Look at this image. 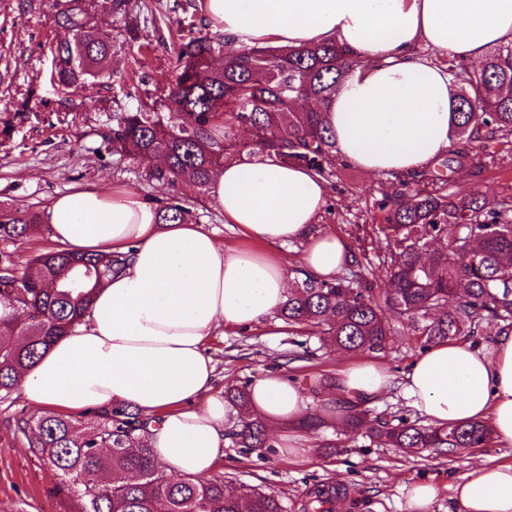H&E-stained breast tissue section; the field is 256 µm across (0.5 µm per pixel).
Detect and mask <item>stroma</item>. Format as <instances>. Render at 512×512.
Here are the masks:
<instances>
[{"mask_svg":"<svg viewBox=\"0 0 512 512\" xmlns=\"http://www.w3.org/2000/svg\"><path fill=\"white\" fill-rule=\"evenodd\" d=\"M200 11V0H127L120 13L99 8L95 20L112 34V83L90 88L97 105L87 112L69 107L61 90L50 83V47L66 36L53 22L50 0H0V113L19 111L30 88L41 100L36 115L18 127L12 148L0 147V204L40 212L52 197L96 184L135 191L157 206L181 199L194 222L224 242L244 244L206 191L148 180L146 174L153 169L149 161L120 159L107 142L124 113L163 106L177 29ZM490 153L481 173L465 167L446 175L445 192L512 203V136L495 142ZM397 184L391 176L336 159L318 230L336 233L350 250L379 261L391 250L378 231L387 217L381 204ZM209 349L218 389L247 384L268 369H282L298 379L307 392L309 412L319 415L335 396L339 368L351 359L350 354L321 347L316 337L289 329L277 317L257 328L225 330L212 338ZM420 350L407 326L398 322L392 344L377 359L396 384ZM28 409L18 391L0 403V512H70V503L55 491L53 471L14 430L12 415ZM307 436L313 450L303 458L246 452L226 444L216 471L230 487L244 484L277 493L288 512H301L308 491L321 484L340 488L335 512H406L404 487L414 481L438 487L431 512H460L452 487L476 461L492 457L512 464V446L494 443L446 459L407 454L371 441L367 433L351 437L333 425L308 431Z\"/></svg>","mask_w":512,"mask_h":512,"instance_id":"stroma-1","label":"stroma"}]
</instances>
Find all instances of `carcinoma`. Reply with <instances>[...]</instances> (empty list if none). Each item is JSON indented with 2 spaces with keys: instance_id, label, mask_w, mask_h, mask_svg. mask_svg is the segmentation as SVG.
I'll return each instance as SVG.
<instances>
[{
  "instance_id": "obj_1",
  "label": "carcinoma",
  "mask_w": 512,
  "mask_h": 512,
  "mask_svg": "<svg viewBox=\"0 0 512 512\" xmlns=\"http://www.w3.org/2000/svg\"><path fill=\"white\" fill-rule=\"evenodd\" d=\"M97 0H67L55 23L69 39L51 48L52 76L67 94L112 79V33L94 22ZM224 36L196 29L192 22L175 49L173 80L164 106L127 112L112 128V153L122 159L151 156L160 167L149 179L205 189L224 161L242 154L238 132L246 128L251 146L328 178L336 139L326 112H299L295 100L327 102L342 79L361 65L334 43L299 47L242 48L217 66ZM455 95L453 117L462 147L445 166L467 160L480 170V154L512 136V43L494 48L479 68L460 59L442 61ZM0 120V146L9 147L15 122ZM386 223L379 225L395 250L385 267L387 309L368 278L369 268L352 258L347 276L317 280L305 276L280 309L288 326L316 336L338 352L380 354L392 341L389 317L410 326L417 341L434 343L471 336L484 324L512 328V204L479 202L445 193L417 177L400 181ZM178 202L160 208L163 224L190 222ZM38 212L0 206V242L14 243L40 230ZM126 256L76 253L56 248L36 253L24 265L0 249V304L25 312L24 319L0 316V332L19 337L0 346V400L8 399L43 351L65 335L95 292L120 272ZM238 410L229 433L240 448H272L263 422L248 410L244 386L224 392ZM32 453L53 467L58 491L78 499L79 512H287L280 499L255 486L225 493L224 477L168 478L159 473L152 449L140 436L136 413L123 406L82 417L54 413L31 419L15 416ZM376 442L412 452L449 455L458 448H485L489 427L472 422L432 427L404 418L377 419L368 427ZM340 489L315 486L303 512H334Z\"/></svg>"
}]
</instances>
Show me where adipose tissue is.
<instances>
[{
  "instance_id": "obj_1",
  "label": "adipose tissue",
  "mask_w": 512,
  "mask_h": 512,
  "mask_svg": "<svg viewBox=\"0 0 512 512\" xmlns=\"http://www.w3.org/2000/svg\"><path fill=\"white\" fill-rule=\"evenodd\" d=\"M225 47L329 42L361 59L327 108L339 156L391 176L423 170L454 138L452 89L423 50L480 63L512 43V0H201ZM224 221L255 248L218 241L200 224H162L130 190L83 188L53 197L43 219L52 238L79 253L127 254L124 270L95 295L81 321L20 380L37 410L74 414L128 406L147 424L154 461L178 475L210 476L236 412L215 389L207 343L223 328L272 319L288 295L287 267L266 246L298 241L299 261L331 279L349 257L346 242L315 230L327 187L304 167L267 154L226 161L209 183ZM391 379L373 360L340 369L345 413L383 397ZM250 409L273 433L281 456L310 452L298 429L307 399L287 376L267 371L249 385ZM404 398L432 424L483 422L496 444L512 445V330L490 349L449 340L410 365ZM461 512H512V464L480 461L456 482Z\"/></svg>"
}]
</instances>
